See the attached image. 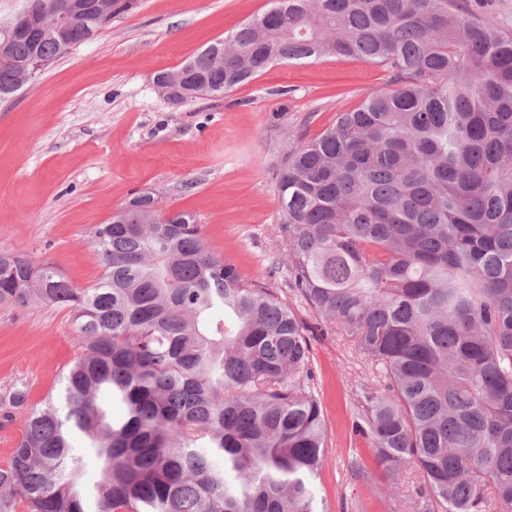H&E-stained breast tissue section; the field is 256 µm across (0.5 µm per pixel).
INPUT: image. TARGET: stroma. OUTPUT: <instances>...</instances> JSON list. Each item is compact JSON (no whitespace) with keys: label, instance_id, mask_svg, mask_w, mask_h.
Returning a JSON list of instances; mask_svg holds the SVG:
<instances>
[{"label":"stroma","instance_id":"obj_1","mask_svg":"<svg viewBox=\"0 0 512 512\" xmlns=\"http://www.w3.org/2000/svg\"><path fill=\"white\" fill-rule=\"evenodd\" d=\"M268 0H135L96 36L56 58L0 104V249L47 261L77 287L101 266L91 245L129 199L153 193L187 211L210 251L243 280L275 292L312 329L311 368L325 427L316 481L328 512H409L384 490L381 469L352 476L367 439L352 431V391L368 374L349 342L320 325L274 263L281 250L275 169L286 140L310 139L337 113L382 88L387 70L353 58L275 64L220 97L182 105L154 90L213 41L261 14ZM453 10L512 34V0H454ZM67 309L0 304V393L16 381L31 404L57 393L78 354Z\"/></svg>","mask_w":512,"mask_h":512}]
</instances>
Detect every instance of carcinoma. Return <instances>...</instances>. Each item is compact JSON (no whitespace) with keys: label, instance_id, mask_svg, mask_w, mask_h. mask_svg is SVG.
I'll list each match as a JSON object with an SVG mask.
<instances>
[{"label":"carcinoma","instance_id":"1","mask_svg":"<svg viewBox=\"0 0 512 512\" xmlns=\"http://www.w3.org/2000/svg\"><path fill=\"white\" fill-rule=\"evenodd\" d=\"M130 8L96 0L63 40L0 37V103ZM325 56L389 79L285 144L290 285L374 368L353 427L390 488L405 492L410 464L415 512H512V35L448 0H270L153 82L192 101ZM92 244L88 288L0 251V303L69 309L80 350L41 406L23 383L0 395V426L27 410L0 512H326L309 327L214 256L193 214L147 194Z\"/></svg>","mask_w":512,"mask_h":512}]
</instances>
